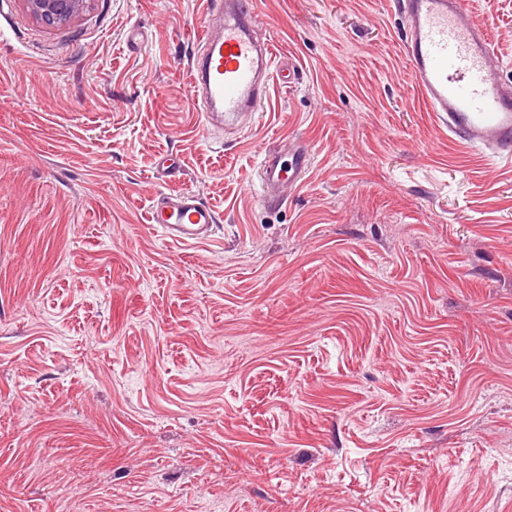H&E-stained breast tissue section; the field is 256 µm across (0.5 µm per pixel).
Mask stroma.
Segmentation results:
<instances>
[{
    "instance_id": "stroma-1",
    "label": "stroma",
    "mask_w": 512,
    "mask_h": 512,
    "mask_svg": "<svg viewBox=\"0 0 512 512\" xmlns=\"http://www.w3.org/2000/svg\"><path fill=\"white\" fill-rule=\"evenodd\" d=\"M208 2L0 0V512H512V167L427 111L395 0H257L291 81L205 126ZM466 2L512 82V0ZM181 190L209 240L148 223ZM27 8L49 25H65L77 17L91 1L88 0H25ZM288 152L291 153L288 175L277 153L269 151L263 154L260 162L261 179L268 192L277 188L287 178L298 181L303 177L309 162L305 144L302 141L288 143Z\"/></svg>"
}]
</instances>
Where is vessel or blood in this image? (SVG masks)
Masks as SVG:
<instances>
[{"label":"vessel or blood","mask_w":512,"mask_h":512,"mask_svg":"<svg viewBox=\"0 0 512 512\" xmlns=\"http://www.w3.org/2000/svg\"><path fill=\"white\" fill-rule=\"evenodd\" d=\"M223 30L204 29L191 63V95L206 123L236 124L266 100L274 77V48L257 35L256 0H219ZM405 20L402 48L426 107L458 141L512 161V88L501 81V64L488 30L463 0H397ZM289 167L277 153L260 162L266 190L301 179L309 155L303 142L289 143ZM149 223L175 242L196 243L215 232V211L189 191L156 199Z\"/></svg>","instance_id":"obj_1"}]
</instances>
